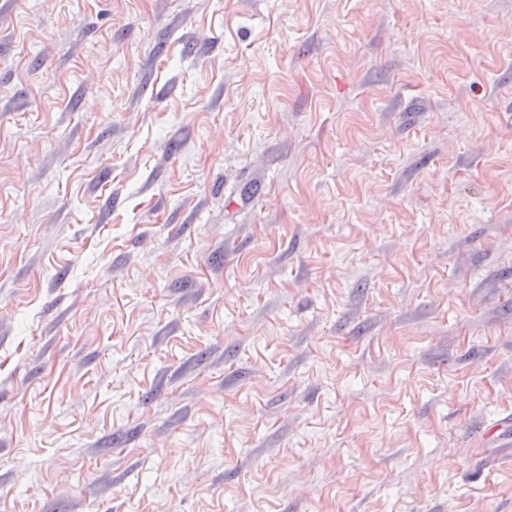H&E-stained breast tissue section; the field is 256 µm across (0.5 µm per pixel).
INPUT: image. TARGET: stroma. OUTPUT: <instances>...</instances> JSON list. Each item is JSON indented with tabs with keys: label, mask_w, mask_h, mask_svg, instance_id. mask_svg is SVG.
I'll return each instance as SVG.
<instances>
[{
	"label": "stroma",
	"mask_w": 512,
	"mask_h": 512,
	"mask_svg": "<svg viewBox=\"0 0 512 512\" xmlns=\"http://www.w3.org/2000/svg\"><path fill=\"white\" fill-rule=\"evenodd\" d=\"M0 512H512V0H0Z\"/></svg>",
	"instance_id": "1"
}]
</instances>
